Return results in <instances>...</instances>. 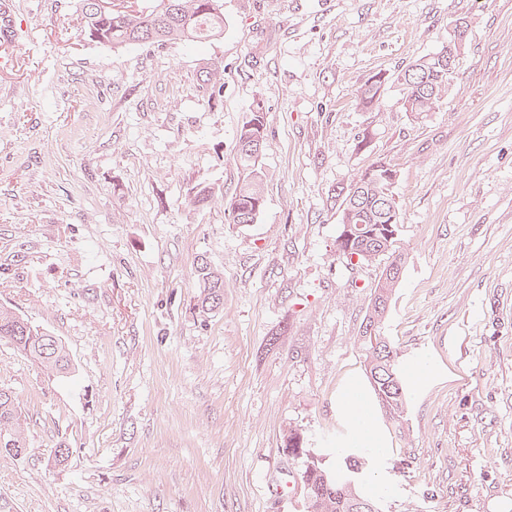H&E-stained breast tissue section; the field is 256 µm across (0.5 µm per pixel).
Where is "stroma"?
Here are the masks:
<instances>
[{"mask_svg": "<svg viewBox=\"0 0 512 512\" xmlns=\"http://www.w3.org/2000/svg\"><path fill=\"white\" fill-rule=\"evenodd\" d=\"M459 23L452 90L414 122L396 77ZM4 24L0 304L61 338L75 373L0 342L30 418L27 454L0 449V512H306L284 435L330 466L357 440L343 399L365 387L381 266L339 256L336 191L378 159L405 257L382 332L409 404L403 428L375 418L365 491L382 512H512V0H224L219 37L121 50L82 35L79 0H0ZM257 107L265 206L233 224L192 196L238 190ZM201 256L224 274L208 315ZM388 79L389 77L381 72L371 77L365 88L358 93L359 104L366 108L373 106L379 100Z\"/></svg>", "mask_w": 512, "mask_h": 512, "instance_id": "1", "label": "stroma"}]
</instances>
